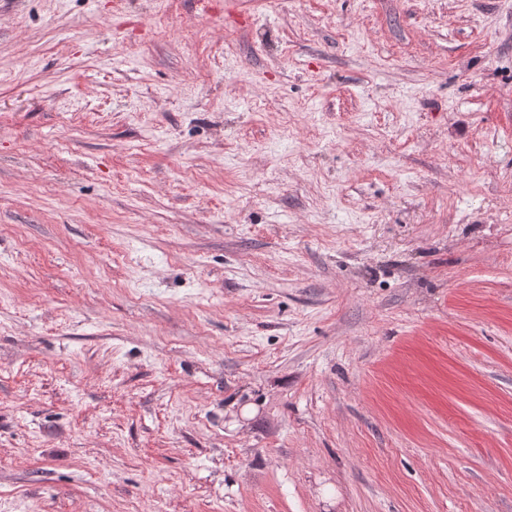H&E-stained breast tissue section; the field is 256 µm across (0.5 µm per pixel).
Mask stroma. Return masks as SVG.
Here are the masks:
<instances>
[{"label":"stroma","instance_id":"stroma-1","mask_svg":"<svg viewBox=\"0 0 512 512\" xmlns=\"http://www.w3.org/2000/svg\"><path fill=\"white\" fill-rule=\"evenodd\" d=\"M0 512H512V0H0Z\"/></svg>","mask_w":512,"mask_h":512}]
</instances>
